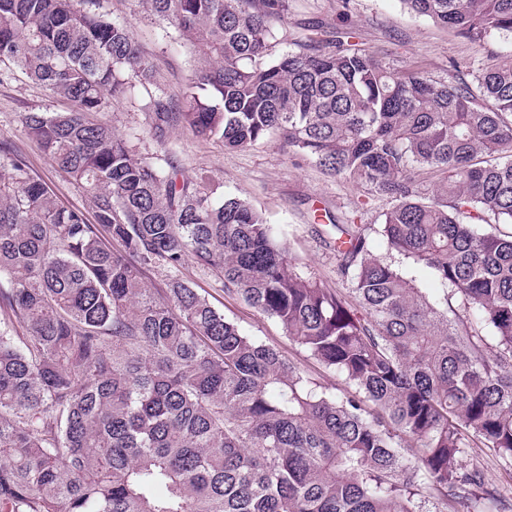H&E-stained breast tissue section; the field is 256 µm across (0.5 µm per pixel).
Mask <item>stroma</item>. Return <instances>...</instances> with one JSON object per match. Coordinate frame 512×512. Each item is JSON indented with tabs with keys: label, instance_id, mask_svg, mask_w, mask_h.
Masks as SVG:
<instances>
[{
	"label": "stroma",
	"instance_id": "stroma-1",
	"mask_svg": "<svg viewBox=\"0 0 512 512\" xmlns=\"http://www.w3.org/2000/svg\"><path fill=\"white\" fill-rule=\"evenodd\" d=\"M101 6L110 17L129 23L151 67L152 79L150 84L136 87L132 99L109 101L98 113V121L117 134L131 136L136 151L156 167L163 169L168 162H175L184 178L206 181L218 195L246 201L268 224L285 228L288 258L295 271L321 280L326 287L346 288V281L336 270V254L325 244L327 233L313 223L310 209H325L341 224L373 225L381 223L390 199L346 177L323 174L309 161L289 153L275 134L243 150L225 148L216 138L197 137L182 126L172 127L163 139H156L150 103L159 91L166 98L180 99L200 65L198 51L190 43L165 37L137 0H101ZM311 21L318 22L323 33L355 32L359 42L391 67L412 68L441 82L472 79L476 72L496 65L503 50L499 39L470 42L409 13L400 0H290L275 52L286 49ZM71 108L70 102L53 97L13 65L0 63V146L21 155L62 204L86 209L90 206L87 195L52 166L24 122L31 112H66ZM179 275L246 334L274 345L325 385H336V376L307 358L277 322L226 297L215 273L201 270L189 260Z\"/></svg>",
	"mask_w": 512,
	"mask_h": 512
}]
</instances>
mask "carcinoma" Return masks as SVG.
Returning a JSON list of instances; mask_svg holds the SVG:
<instances>
[{"label":"carcinoma","mask_w":512,"mask_h":512,"mask_svg":"<svg viewBox=\"0 0 512 512\" xmlns=\"http://www.w3.org/2000/svg\"><path fill=\"white\" fill-rule=\"evenodd\" d=\"M142 2L218 62L180 108L153 99L155 138L182 124L239 149L276 132L391 207L374 229L322 216L349 288L291 270L283 230L248 203L211 202L94 119L149 79L128 23L100 0H0V61L73 105L27 114L28 132L94 213L0 147V304L29 337L0 331V512H512L458 465L483 448L512 467V232L475 230L512 224V50L439 83L349 35L268 59L288 0ZM401 2L512 47V0ZM423 170L441 175L433 193ZM370 229L442 297L376 257ZM188 258L340 385L218 312L177 275Z\"/></svg>","instance_id":"carcinoma-1"}]
</instances>
